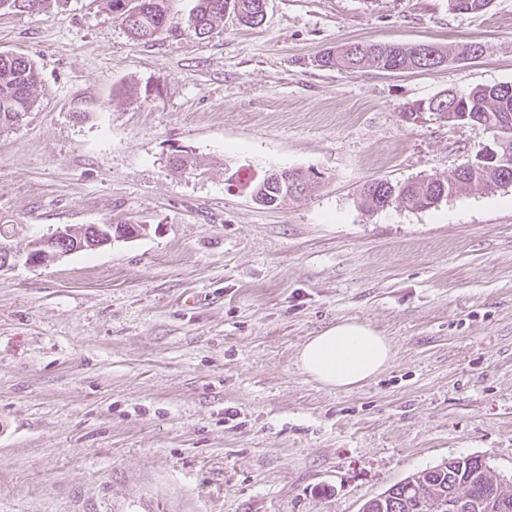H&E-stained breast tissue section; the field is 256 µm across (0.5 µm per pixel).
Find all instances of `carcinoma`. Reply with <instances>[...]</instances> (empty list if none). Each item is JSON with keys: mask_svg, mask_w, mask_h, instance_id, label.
<instances>
[{"mask_svg": "<svg viewBox=\"0 0 512 512\" xmlns=\"http://www.w3.org/2000/svg\"><path fill=\"white\" fill-rule=\"evenodd\" d=\"M58 0H0V11L15 15H46ZM169 0H107L108 7L120 19L126 31L135 39L151 41L163 34L167 23ZM262 0H196L190 16V28L199 39L213 33L231 9L238 20L252 25L264 19ZM492 0H449L452 10L459 13L486 11ZM448 60V54L430 44L346 43L334 53L322 58L323 66L358 71L374 67L383 71L409 69L431 70ZM40 83L35 62L25 54L0 53V128L17 124L34 104V93ZM444 114L446 122L459 124L461 116L469 114L472 122L484 127L500 128L505 138L498 151L512 167V85L476 86L466 94H443L425 106L406 104L401 114L408 123L416 120L421 109ZM498 186L495 175L485 163L475 160L472 165L450 178H416L403 184L387 180L372 181L363 187L362 206L369 210L384 208L386 199L394 196L412 209L431 208L441 198L479 188L492 190ZM253 194L264 203L280 204L287 193L281 191L276 173L258 182ZM63 242L51 243L41 236L24 235L0 225V251H9L24 243L32 256L54 255L93 250L109 240L107 226L92 229V225L60 226ZM386 497L372 498L363 504L365 512H448V497L466 499V512H512V489L503 486L499 476L479 456L455 457L412 474L385 491Z\"/></svg>", "mask_w": 512, "mask_h": 512, "instance_id": "carcinoma-1", "label": "carcinoma"}]
</instances>
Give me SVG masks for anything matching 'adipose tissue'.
Returning <instances> with one entry per match:
<instances>
[{"label":"adipose tissue","mask_w":512,"mask_h":512,"mask_svg":"<svg viewBox=\"0 0 512 512\" xmlns=\"http://www.w3.org/2000/svg\"><path fill=\"white\" fill-rule=\"evenodd\" d=\"M387 337L365 323L345 320L308 337L300 346V370L322 385L351 389L373 379L393 361Z\"/></svg>","instance_id":"ef3b65f1"}]
</instances>
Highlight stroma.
<instances>
[{"mask_svg": "<svg viewBox=\"0 0 512 512\" xmlns=\"http://www.w3.org/2000/svg\"><path fill=\"white\" fill-rule=\"evenodd\" d=\"M210 38L171 0L132 39L105 0L0 15V53L41 83L0 128V224L43 235L116 218L131 239L0 272V512H76L103 484L126 512H359L442 460L512 483V186L365 211L364 184L447 178L483 126L410 124L404 104L512 85V0H266ZM349 41L430 43L445 66H320ZM482 44L474 60L453 57ZM189 155L191 170L174 168ZM319 175L266 208L269 172ZM393 364L353 390L296 364L344 320Z\"/></svg>", "mask_w": 512, "mask_h": 512, "instance_id": "obj_1", "label": "stroma"}]
</instances>
